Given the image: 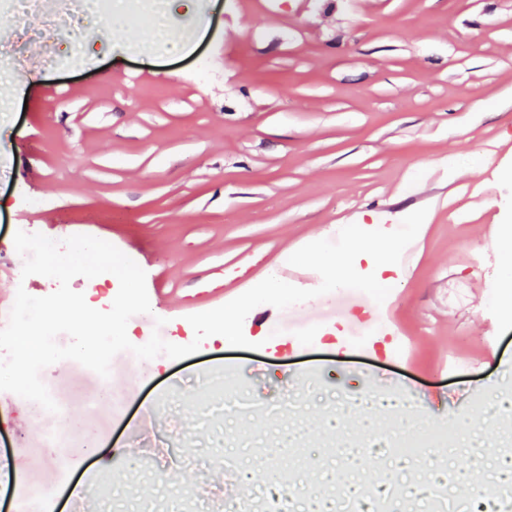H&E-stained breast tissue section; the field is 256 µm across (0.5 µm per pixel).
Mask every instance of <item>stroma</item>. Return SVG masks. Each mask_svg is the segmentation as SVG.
I'll return each instance as SVG.
<instances>
[{
	"instance_id": "obj_1",
	"label": "stroma",
	"mask_w": 512,
	"mask_h": 512,
	"mask_svg": "<svg viewBox=\"0 0 512 512\" xmlns=\"http://www.w3.org/2000/svg\"><path fill=\"white\" fill-rule=\"evenodd\" d=\"M108 5L111 24L89 21L90 64L65 53L50 70L44 43L14 41L17 18L0 6L6 302L17 289L12 224L89 235L135 259L152 316L165 319L170 343L186 345L194 330L169 298L210 311L333 226L392 231L417 209L427 215L417 270L399 287L411 361L390 346L374 351L370 336L341 348L329 326L289 347L267 330L281 310L263 304L243 325L261 350L214 335L177 361H135L65 395L68 420L127 400L108 442L126 448L142 409L154 407L153 441L175 453L182 478L197 481L202 461L225 455L251 472L248 494L265 499L261 475L276 464L299 489L293 512H305V489L320 481L304 459L339 472L345 451L363 472L380 466L374 488L384 493L407 480L430 485L440 468L459 477L478 458L480 478L492 479L503 432L484 384L494 375L495 392L512 395V311L502 307V253L478 229L512 234V0H174L162 14ZM491 326L496 361L471 369ZM374 383L399 406L428 405L408 420L398 409L350 412ZM260 401L270 411L253 416ZM334 415L328 447L324 420ZM30 420L21 397L0 405V460L34 448L47 484L57 455ZM447 427L470 433L429 440ZM413 440L424 444L417 463L401 448Z\"/></svg>"
}]
</instances>
